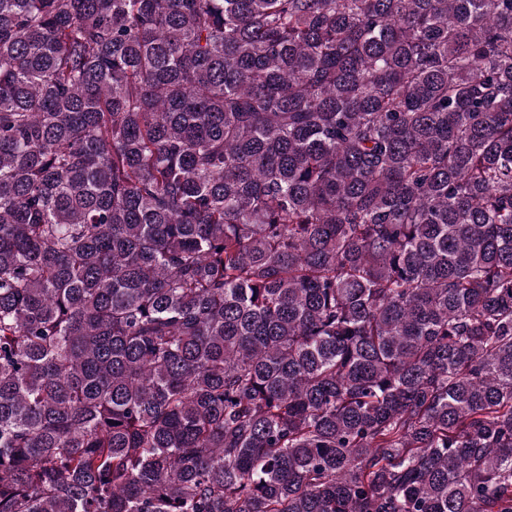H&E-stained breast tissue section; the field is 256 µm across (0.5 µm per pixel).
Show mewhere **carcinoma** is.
I'll return each mask as SVG.
<instances>
[{"mask_svg": "<svg viewBox=\"0 0 512 512\" xmlns=\"http://www.w3.org/2000/svg\"><path fill=\"white\" fill-rule=\"evenodd\" d=\"M0 512H512V0H0Z\"/></svg>", "mask_w": 512, "mask_h": 512, "instance_id": "cac0c4a2", "label": "carcinoma"}]
</instances>
